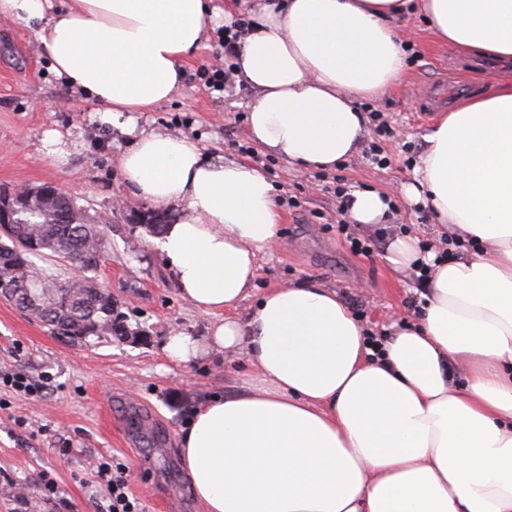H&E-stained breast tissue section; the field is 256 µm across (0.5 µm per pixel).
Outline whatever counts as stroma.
<instances>
[{"mask_svg": "<svg viewBox=\"0 0 512 512\" xmlns=\"http://www.w3.org/2000/svg\"><path fill=\"white\" fill-rule=\"evenodd\" d=\"M400 31L418 57L376 105L392 129L381 141L389 160L383 169L362 150L330 171H301L260 148L241 156L236 145L250 138L246 116L255 92L242 83L223 94L205 89L201 69L224 59L216 28L184 60L178 93L137 115L139 125L187 135L228 160H246L274 185L283 244L263 259L258 290L318 280L334 288L378 338L412 322L425 291L416 272L396 275L383 259L395 236L426 244L433 230V216L399 192L412 180L424 134L434 122L419 116L413 90L438 82L448 55L471 59L467 51L435 39L418 13L404 16ZM54 130L68 142L66 156L50 150L46 136ZM125 145L124 135L102 124L93 106L52 73L35 30L1 17L0 190L50 183L103 224L112 247L97 278L136 333L71 345L0 300V372L22 373L45 385L32 397L0 382V512H108L96 475L102 460L128 467L129 490L143 512H202L181 462L179 439L193 409L234 390L250 366L239 355L211 353L188 366L165 356L166 336L181 331L206 340L210 318L181 296L150 231L132 218L133 209L146 203L129 195L116 166ZM340 183L354 192L386 193L393 219L351 223L339 233L333 189ZM349 234L373 239L371 255L351 253ZM48 479L56 492L46 499L41 488ZM24 489L32 495L26 507L18 501Z\"/></svg>", "mask_w": 512, "mask_h": 512, "instance_id": "obj_1", "label": "stroma"}]
</instances>
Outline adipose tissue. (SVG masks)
Listing matches in <instances>:
<instances>
[{
    "instance_id": "obj_1",
    "label": "adipose tissue",
    "mask_w": 512,
    "mask_h": 512,
    "mask_svg": "<svg viewBox=\"0 0 512 512\" xmlns=\"http://www.w3.org/2000/svg\"><path fill=\"white\" fill-rule=\"evenodd\" d=\"M412 7L437 39L512 59V0H283L261 8L235 58V82L257 92L253 141L303 169L354 155L361 100L403 76L390 21ZM0 16L38 26L56 77L127 137L117 166L130 193L179 211L153 243L181 295L214 321L208 345L177 332L165 355L187 365L236 352L252 367L195 408L180 437L204 512H512V85L425 134L403 194L436 215L438 240L477 248L441 262L415 239L388 244L395 271L428 267L427 292L417 324L376 357L321 282L254 297L262 258L282 242L263 173L137 125L136 113L179 91L218 16L211 0H72L57 12L50 0H0ZM251 297L255 308L235 317Z\"/></svg>"
}]
</instances>
